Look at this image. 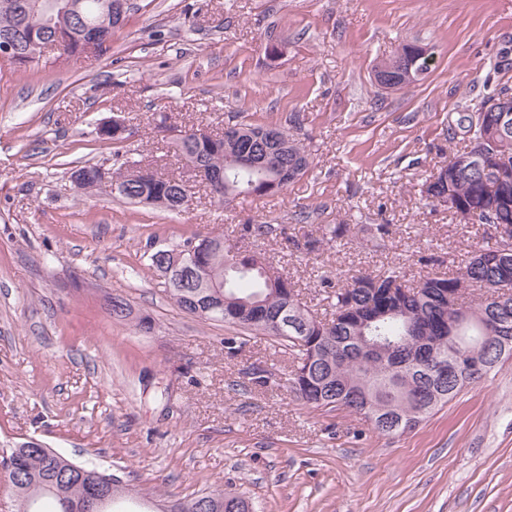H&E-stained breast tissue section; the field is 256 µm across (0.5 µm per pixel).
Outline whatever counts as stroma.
<instances>
[{"label": "stroma", "instance_id": "obj_1", "mask_svg": "<svg viewBox=\"0 0 512 512\" xmlns=\"http://www.w3.org/2000/svg\"><path fill=\"white\" fill-rule=\"evenodd\" d=\"M130 2L100 54L50 51L24 71L0 62V452L34 437L140 494L220 486L254 512H512V360L414 430L381 436L298 400L291 359L269 337L228 356L233 328L182 312L148 268L153 248L220 232L311 297L322 275L395 263L410 276L420 256L471 251L492 227L458 223L422 185L454 149L449 120L512 87V0ZM413 39L434 52L428 73L381 90L377 64ZM294 114L313 166L277 197L217 208L198 188L169 212L70 180L73 167L123 159L185 171L156 129L163 117L220 130ZM112 119L134 131L119 159L96 134ZM302 209L309 223L362 230L297 258L288 239ZM260 223L283 233L242 238ZM377 224L389 227L380 248ZM113 297L130 305L127 320L110 316Z\"/></svg>", "mask_w": 512, "mask_h": 512}]
</instances>
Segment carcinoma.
<instances>
[{
  "mask_svg": "<svg viewBox=\"0 0 512 512\" xmlns=\"http://www.w3.org/2000/svg\"><path fill=\"white\" fill-rule=\"evenodd\" d=\"M37 0H0V38L16 37L19 54L9 59L16 69L35 61V43L50 40L43 10ZM417 40L406 41L400 50L412 63L411 85L429 70L420 57ZM500 113H462L448 128V142L463 147L448 156V163L433 169L425 181L437 194L448 197L454 218L469 214V223L486 224L512 232V181L488 189L493 172L486 163L460 166L475 140L494 143L492 152L512 164V126L499 125ZM269 123L230 120L220 133L198 137L183 131L173 140L179 157L192 164L203 181L220 177L214 203L225 197H272L287 191L311 165V152L288 134V151L273 170L258 163L238 165L239 157L260 158L276 151L267 139ZM136 164L122 163L112 171L111 185L101 192L130 203L151 204L170 211L184 207L187 182L182 176L146 172L136 178ZM347 224H319L299 239L289 240L292 250L311 256L323 243L340 242L348 236ZM202 248L200 272L188 283L176 273H161L165 291L179 309L204 320L222 322L249 335L274 339L292 356L289 383L305 403L329 410L346 409L367 418L382 435L415 428L437 407L454 399L471 379L460 370L467 356L477 353L489 374L497 364L512 359V243L496 235L477 246L453 269L421 275L406 283L401 267L392 264L377 274L358 273L346 283L318 280L317 288L331 309L322 318L299 299L290 278L283 275L273 284L264 275L267 259L260 253L233 250L221 234H193L184 243ZM70 459L56 450L44 454L13 446L9 460L0 462V482L14 492L17 512H44L41 502L52 500L61 512L57 496L46 490L50 480L68 469ZM96 480L116 485V499L132 489L122 479L88 464L81 465ZM213 504L211 512H240L242 496L217 488L190 499H168L165 507L187 512L200 498Z\"/></svg>",
  "mask_w": 512,
  "mask_h": 512,
  "instance_id": "obj_1",
  "label": "carcinoma"
}]
</instances>
